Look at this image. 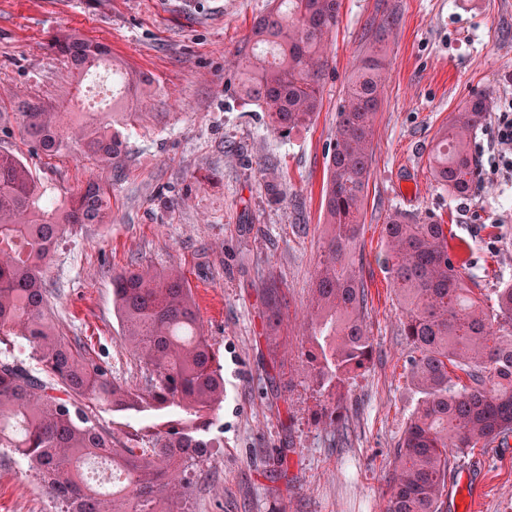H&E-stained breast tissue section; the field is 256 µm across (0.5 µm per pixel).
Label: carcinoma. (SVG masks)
<instances>
[{
  "label": "carcinoma",
  "instance_id": "1",
  "mask_svg": "<svg viewBox=\"0 0 512 512\" xmlns=\"http://www.w3.org/2000/svg\"><path fill=\"white\" fill-rule=\"evenodd\" d=\"M339 8L340 0H274L236 50L233 93L267 113L280 134L312 124L321 111L326 41ZM395 25L391 14L370 25L337 109L327 162L323 210L329 231L315 270L307 356L316 383L328 390L340 389L373 352L356 254L384 91L381 43ZM59 49L80 74L106 62L125 90L141 82L112 58L107 44L71 32ZM15 98L34 150L52 155L73 148L105 164L121 158L115 125L127 115L124 98L112 97V121L106 123L66 122L37 97ZM487 112L486 97L466 101L451 114L429 157L434 179L451 194L468 195L478 182L472 141ZM42 197L30 168L1 152L0 342L10 336L27 344L42 373L0 360V448L12 449L39 472L60 512H189L180 506L186 475L217 447L210 433L224 397V377L190 288L176 268L131 269L112 277L121 339L146 374L143 387L116 384L85 349L53 332L43 280L66 232L111 221V188L90 180L54 209L41 205ZM384 230L386 270L403 309L409 373L420 394L398 442L384 512H443L456 459L468 448L504 445L512 436V282L495 289L490 314L465 287L467 263L450 247L444 225L396 211ZM450 365L465 371L470 384L459 385ZM91 408L154 411L167 421L152 447L127 448L99 428ZM91 457L111 461L109 490L86 478Z\"/></svg>",
  "mask_w": 512,
  "mask_h": 512
}]
</instances>
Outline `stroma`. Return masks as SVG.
Here are the masks:
<instances>
[{
    "label": "stroma",
    "instance_id": "stroma-1",
    "mask_svg": "<svg viewBox=\"0 0 512 512\" xmlns=\"http://www.w3.org/2000/svg\"><path fill=\"white\" fill-rule=\"evenodd\" d=\"M270 0H0V152L36 174L47 197L70 198L88 180L112 188V220L86 224L58 244L45 273L48 320L104 360L113 380L139 385L143 369L121 340L112 277L132 267L185 276L224 376L214 435L220 447L190 472L191 512H383L395 448L419 395L410 346L384 265L391 211L438 219L469 261L464 282L493 308L512 280V180H482L454 196L428 157L452 112L476 95L491 110L512 99V0H341L327 41L322 109L288 136L238 99L234 53ZM397 25L384 42L388 83L359 231L360 276L373 355L340 392L319 388L303 334L316 262L327 234L326 161L338 104L383 11ZM77 32L108 44L148 79L120 133L121 162L65 151L33 153L12 112L14 93L84 117L85 95L57 49ZM287 302L269 328L265 290ZM119 443L149 447L153 412H95ZM288 458L280 471L277 456ZM457 477L482 484L479 512H512V445L473 448ZM51 500L26 460L0 450V512H47Z\"/></svg>",
    "mask_w": 512,
    "mask_h": 512
}]
</instances>
